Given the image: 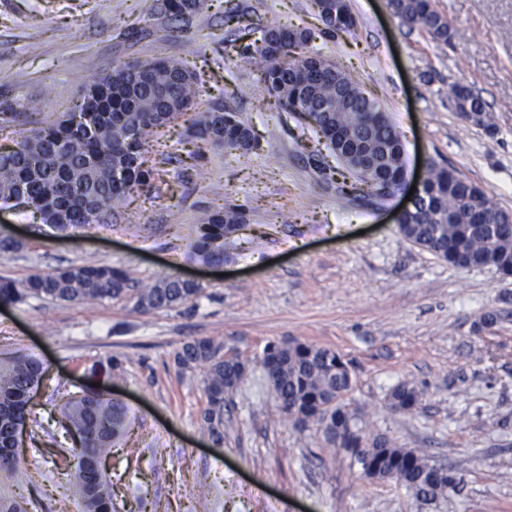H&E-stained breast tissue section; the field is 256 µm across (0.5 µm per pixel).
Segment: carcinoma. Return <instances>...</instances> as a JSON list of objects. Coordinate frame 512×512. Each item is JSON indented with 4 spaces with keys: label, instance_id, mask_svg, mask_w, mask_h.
Masks as SVG:
<instances>
[{
    "label": "carcinoma",
    "instance_id": "1",
    "mask_svg": "<svg viewBox=\"0 0 512 512\" xmlns=\"http://www.w3.org/2000/svg\"><path fill=\"white\" fill-rule=\"evenodd\" d=\"M200 0H163L161 11L179 22L195 13ZM393 13L410 29H423L434 40L450 39V24L432 0H389ZM245 46L243 58L260 65L261 79L280 106L314 125L324 147L333 150L331 134L338 128L363 143L372 166L359 170L352 183L342 181L339 195L377 197L386 172L403 165L401 134L377 102L365 97L360 83L312 51V32L303 27L269 26ZM199 82L180 62L159 58L148 64L117 63L82 87L80 102L71 112L44 127L22 132L14 148H0V201L22 195L33 217L52 231H78L112 216V206L135 187L149 184L143 150L148 136L179 115L193 111L192 137L226 150L248 151L257 146L252 131L222 105L198 110ZM448 101L454 111L486 132L495 131L483 98L462 84H452ZM488 223L473 222L474 209ZM239 212L226 207L205 215L196 225L194 251L204 260L224 256V237L237 224ZM512 213L499 207L479 187L443 166L431 165L426 195L414 223L399 227L401 235L452 266L463 256L467 264L491 267L512 276ZM203 287L178 275L162 278L148 288L134 289L127 273L108 265L69 264L53 272L34 273L21 281L0 280V302L48 298L62 304L132 300L140 312L173 309L193 303ZM263 359L275 362L266 377L288 421L299 429L317 427L326 447L342 439L365 444L367 460H358L369 481H394L419 503H431L457 488L460 479L414 449L400 448L384 436H368L348 409L345 399L354 387L347 362L336 351L292 340L265 346ZM182 370H206L207 408L203 428L221 437L226 396L251 372L250 359L225 356L224 345L210 337L188 340L174 354ZM45 372L42 363L24 353L0 357V470L21 478L15 433L25 429L32 393ZM421 392L401 381L387 395L392 412L410 413L420 404ZM127 412L102 391L70 397L60 408L57 423L71 441L62 465L70 470L82 512H113L112 483L96 467L107 458L123 431Z\"/></svg>",
    "mask_w": 512,
    "mask_h": 512
}]
</instances>
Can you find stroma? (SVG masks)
Instances as JSON below:
<instances>
[{"label": "stroma", "mask_w": 512, "mask_h": 512, "mask_svg": "<svg viewBox=\"0 0 512 512\" xmlns=\"http://www.w3.org/2000/svg\"><path fill=\"white\" fill-rule=\"evenodd\" d=\"M448 43L409 29L389 0H348L354 32L320 35L313 0H201L175 24L156 0H0V113L40 99L29 126L56 121L84 77L117 62L170 58L200 79L203 104H223L256 135L239 154L198 147L190 117L159 129L147 147L149 190L116 203L111 225L45 235L22 205L0 202V233L22 250L0 259V278L21 280L70 263L126 271L134 286L169 274L204 291L177 309L134 311L132 302L63 305L30 298L0 310V354L26 352L45 369L26 429L48 439L50 409L99 384L128 414L106 471L117 512H512V278L461 270L403 238L395 222L406 190L387 199L338 198L334 155L312 126L282 111L241 61L253 26H301L313 46L379 102L404 143L408 178L430 164L453 167L512 211V0H435ZM471 86L495 134L464 121L448 87ZM239 208L244 222L205 263L193 249L204 214ZM498 317L480 326L486 313ZM210 337L251 360L249 379L224 411L222 438L202 427L203 369L173 354ZM299 339L339 352L355 387L346 403L367 434L424 452L461 480L460 490L421 505L404 488L363 478L355 458L299 431L259 368L264 347ZM422 393L416 410L385 407L397 382ZM39 500L42 512H78L68 478L52 462L0 492Z\"/></svg>", "instance_id": "stroma-1"}]
</instances>
